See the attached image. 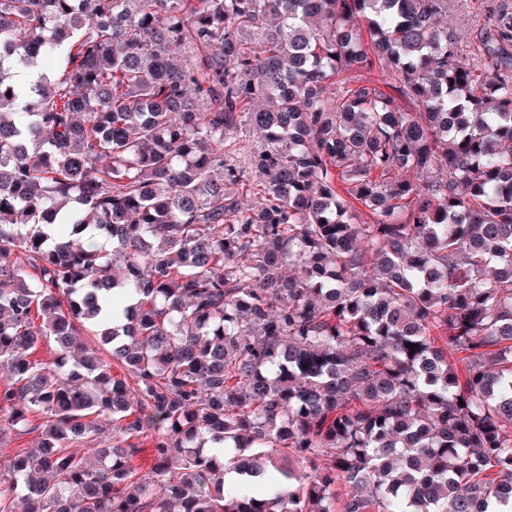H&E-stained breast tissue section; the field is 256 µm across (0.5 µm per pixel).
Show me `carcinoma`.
Masks as SVG:
<instances>
[{
	"label": "carcinoma",
	"mask_w": 512,
	"mask_h": 512,
	"mask_svg": "<svg viewBox=\"0 0 512 512\" xmlns=\"http://www.w3.org/2000/svg\"><path fill=\"white\" fill-rule=\"evenodd\" d=\"M446 15L0 0V512H512V12ZM452 4L454 6L448 11V25L464 33L470 46L478 43L490 9L500 6L512 11V0H453ZM261 137L252 128L243 127L236 136L237 150L229 153L228 159L239 166H247L250 151L260 147ZM17 437L14 432H11L6 437L1 438L0 436V472L6 469V465L12 458L15 448H18L21 444L20 448L27 447L35 442V434L25 435L21 439H16Z\"/></svg>",
	"instance_id": "obj_1"
}]
</instances>
